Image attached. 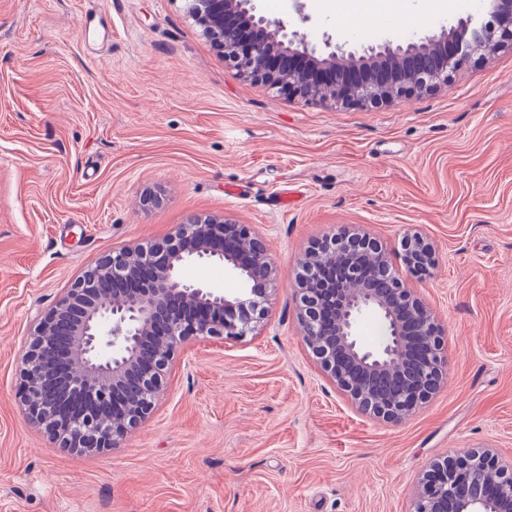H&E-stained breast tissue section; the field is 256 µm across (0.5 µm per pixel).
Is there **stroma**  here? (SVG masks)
<instances>
[{"label":"stroma","mask_w":512,"mask_h":512,"mask_svg":"<svg viewBox=\"0 0 512 512\" xmlns=\"http://www.w3.org/2000/svg\"><path fill=\"white\" fill-rule=\"evenodd\" d=\"M373 10L256 0L310 44L439 33L480 0ZM152 204H145V197ZM249 227L275 261L255 332L176 358L150 417L120 446L61 447L21 401L40 318L112 248L196 214ZM366 234L448 333V375L409 419L357 411L300 337L310 245ZM512 453V50L440 90L380 108L279 94L225 62L185 0H0V512H409L429 464ZM402 260L409 276L422 280L436 265L435 251L419 233L406 236L401 244Z\"/></svg>","instance_id":"obj_1"}]
</instances>
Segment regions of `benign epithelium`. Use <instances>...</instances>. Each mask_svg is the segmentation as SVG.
Here are the masks:
<instances>
[{
  "label": "benign epithelium",
  "mask_w": 512,
  "mask_h": 512,
  "mask_svg": "<svg viewBox=\"0 0 512 512\" xmlns=\"http://www.w3.org/2000/svg\"><path fill=\"white\" fill-rule=\"evenodd\" d=\"M203 32L246 77L306 101L379 108L435 92L466 64L512 49V0H489L487 11L419 41H383L346 51L326 38L318 49L286 23L256 13L253 0H189ZM427 57L435 62L424 66ZM409 276H429L435 251L419 233L406 236ZM343 257L345 275L336 272ZM222 262L247 282L227 295L186 282L191 262ZM374 264L386 287L370 288L363 267ZM275 262L246 224L198 215L170 236L105 254L85 270L41 319L23 356L22 398L30 420L65 448L116 446L145 421L164 390L175 355L192 341L241 340L274 291ZM302 340L321 372L360 412L401 422L447 377L446 331L417 289L400 278L377 240L337 232L314 242L295 288ZM366 312L386 340L364 347L356 325ZM68 324L66 343L58 326ZM411 372L394 396L379 400L376 383ZM138 379L132 399L125 390ZM44 389L61 397L46 406ZM488 493L473 498L477 486ZM410 512H512V456L493 449L456 452L429 465Z\"/></svg>",
  "instance_id": "obj_1"
}]
</instances>
